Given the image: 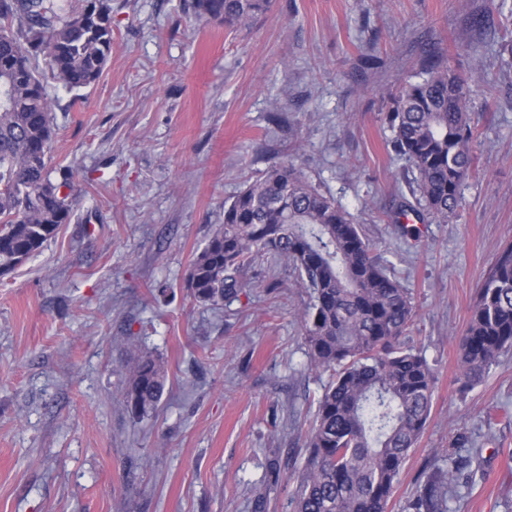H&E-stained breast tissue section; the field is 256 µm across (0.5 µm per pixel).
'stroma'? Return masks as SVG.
I'll use <instances>...</instances> for the list:
<instances>
[{"mask_svg":"<svg viewBox=\"0 0 512 512\" xmlns=\"http://www.w3.org/2000/svg\"><path fill=\"white\" fill-rule=\"evenodd\" d=\"M191 0H112V51L82 101L53 90L55 162L80 201L0 277V512H293L270 467L304 464L326 384L308 366L291 268L214 309L192 300L194 253L224 203L294 160L357 219L410 288L409 343L438 373L425 432L387 512H408L431 456L461 431L483 473L456 512H512V351L460 391L459 337L512 243V0H272L247 28ZM461 75L476 170L452 224L402 235L389 216L415 176L393 151L389 96L430 56ZM165 294H157V287ZM167 369L157 413L123 403L125 337Z\"/></svg>","mask_w":512,"mask_h":512,"instance_id":"1","label":"stroma"}]
</instances>
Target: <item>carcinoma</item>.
I'll use <instances>...</instances> for the list:
<instances>
[{
    "instance_id": "1",
    "label": "carcinoma",
    "mask_w": 512,
    "mask_h": 512,
    "mask_svg": "<svg viewBox=\"0 0 512 512\" xmlns=\"http://www.w3.org/2000/svg\"><path fill=\"white\" fill-rule=\"evenodd\" d=\"M271 0H193L200 19L247 27ZM112 49V0H0V275L39 252L69 223L78 193L67 166L50 165L55 136L50 85L79 92L101 77ZM468 79L438 58L391 98L392 145L418 174L420 203L402 200L394 223L412 215L457 218L474 164ZM272 258L292 268L308 303L302 337L310 366L330 373L306 430L293 512H386L394 484L427 425L436 373L406 343L418 321L410 289L362 236L355 217L284 160L224 202V224L193 257V299L219 306L255 287L251 270ZM127 365L128 413L158 410L164 363L138 350ZM512 349V245L477 290L459 341L464 390L481 383ZM461 432L437 450L413 512H452L479 451Z\"/></svg>"
}]
</instances>
